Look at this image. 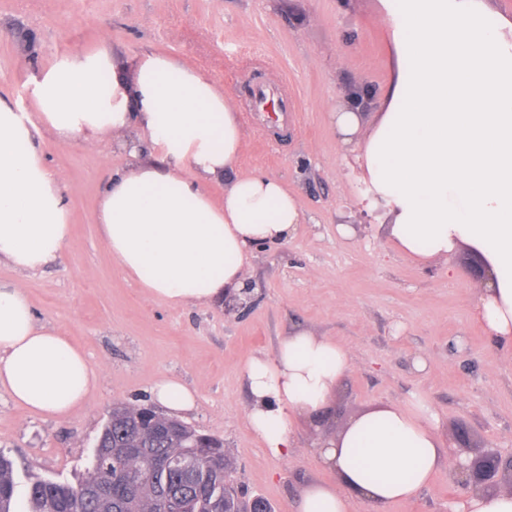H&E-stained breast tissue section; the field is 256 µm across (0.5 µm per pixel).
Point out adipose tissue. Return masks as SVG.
Wrapping results in <instances>:
<instances>
[{"label":"adipose tissue","instance_id":"1","mask_svg":"<svg viewBox=\"0 0 512 512\" xmlns=\"http://www.w3.org/2000/svg\"><path fill=\"white\" fill-rule=\"evenodd\" d=\"M395 67L377 112L350 93L331 120L367 190L357 203L385 220L383 239L421 264L462 249L483 262L474 314L488 338L512 347V17L490 0H380ZM111 72L100 91L103 72ZM37 114L0 103V392L34 413L62 417L97 386L84 352L37 324L22 281L56 260L70 238L68 202L33 146L39 129L60 143L111 135L135 165L113 174L96 222L121 270L173 307L241 293L259 244L299 235L306 222L275 177L238 168L245 129L233 97L169 56L149 53L129 73L103 52L59 57L33 82ZM148 134L153 157L141 160ZM224 184L215 203L209 183ZM352 367L339 342L292 327L273 355L244 370L248 422L266 452L288 457L294 419L319 416ZM425 403H388L319 438L336 482L308 484L299 512H377L417 497L448 452Z\"/></svg>","mask_w":512,"mask_h":512}]
</instances>
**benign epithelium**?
<instances>
[{
  "label": "benign epithelium",
  "instance_id": "benign-epithelium-1",
  "mask_svg": "<svg viewBox=\"0 0 512 512\" xmlns=\"http://www.w3.org/2000/svg\"><path fill=\"white\" fill-rule=\"evenodd\" d=\"M454 475V498L503 487L512 493V452L502 454L492 449L468 463L457 458L449 460Z\"/></svg>",
  "mask_w": 512,
  "mask_h": 512
}]
</instances>
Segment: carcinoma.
<instances>
[{
    "instance_id": "cac0c4a2",
    "label": "carcinoma",
    "mask_w": 512,
    "mask_h": 512,
    "mask_svg": "<svg viewBox=\"0 0 512 512\" xmlns=\"http://www.w3.org/2000/svg\"><path fill=\"white\" fill-rule=\"evenodd\" d=\"M176 454L193 458L185 478L155 466ZM224 441L147 407L112 405L85 474L73 483L32 476L27 512H171L167 494H179L181 512H226ZM13 462L0 452V512H15Z\"/></svg>"
}]
</instances>
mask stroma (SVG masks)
Wrapping results in <instances>:
<instances>
[{
	"label": "stroma",
	"mask_w": 512,
	"mask_h": 512,
	"mask_svg": "<svg viewBox=\"0 0 512 512\" xmlns=\"http://www.w3.org/2000/svg\"><path fill=\"white\" fill-rule=\"evenodd\" d=\"M102 50L118 67L165 54L234 94L244 116L238 166L280 179L307 216L288 243L255 251L246 316L227 302L175 308L149 300L113 260L95 214L113 171L129 167L111 137L96 146L60 144L41 130L34 146L61 181L71 234L60 258L18 276L0 265V282L23 280L38 323L51 324L87 354L99 381L68 415L45 418L0 393V451L14 462L15 508L27 479L74 481L122 401L150 405L156 379L173 377L197 394L182 422L220 437L232 476L247 496L275 512H296L305 485L331 482L313 425L294 420L288 459L268 455L251 430L242 371L273 354L300 325L342 343L353 367L324 413L338 432L352 417L390 402L419 399L438 415L451 453L474 460L483 446H512V350L494 345L474 318L477 280L466 250L424 266L386 248L375 217L355 204L364 187L330 113L352 91L377 94L394 65L379 0H0V101L35 113L32 80L57 57ZM287 77L297 116L280 138L254 115L258 85ZM354 226L340 238L336 227ZM458 278H449L448 267ZM427 362L417 371L416 358ZM451 481L440 470L408 502L387 512H448Z\"/></svg>",
	"instance_id": "35a3bbf8"
}]
</instances>
